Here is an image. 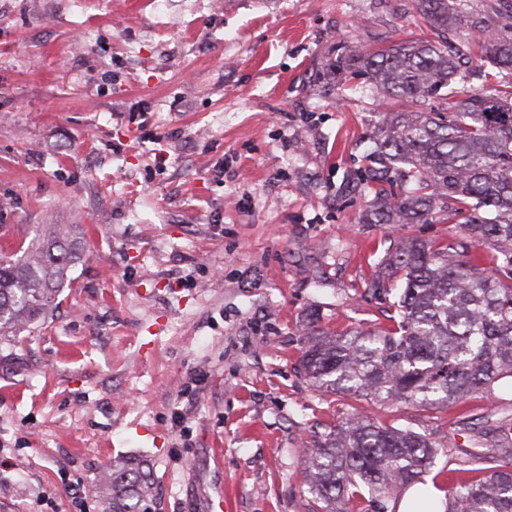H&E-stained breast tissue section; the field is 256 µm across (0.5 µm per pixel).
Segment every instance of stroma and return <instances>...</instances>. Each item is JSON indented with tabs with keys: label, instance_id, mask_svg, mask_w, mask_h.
<instances>
[{
	"label": "stroma",
	"instance_id": "35a3bbf8",
	"mask_svg": "<svg viewBox=\"0 0 512 512\" xmlns=\"http://www.w3.org/2000/svg\"><path fill=\"white\" fill-rule=\"evenodd\" d=\"M408 0H0V237L72 224L42 323L0 345V512H106L113 463L150 512H307L301 450L355 410L435 441L512 414V379L443 409L324 394L310 318L388 324L389 245L360 218L378 108L354 47L426 35ZM151 486L149 464L141 459L112 465L100 483L108 512H149Z\"/></svg>",
	"mask_w": 512,
	"mask_h": 512
}]
</instances>
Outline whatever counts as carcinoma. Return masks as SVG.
I'll list each match as a JSON object with an SVG mask.
<instances>
[{
	"label": "carcinoma",
	"instance_id": "carcinoma-1",
	"mask_svg": "<svg viewBox=\"0 0 512 512\" xmlns=\"http://www.w3.org/2000/svg\"><path fill=\"white\" fill-rule=\"evenodd\" d=\"M412 4L433 39L360 48L348 63L379 102L404 104L379 112L366 132L361 162L373 194L366 223L460 220L467 241L392 237L371 288L402 283L393 325L331 334L314 319L300 365L324 393L442 409L512 378V84L470 86L461 65L469 38L448 48L450 28L484 31L469 0ZM478 45L489 66L512 74V14ZM486 245L497 252L492 271L484 267ZM79 255L65 224L42 225L21 255L0 254V344L53 310ZM462 454L457 472L466 477L449 489L430 484L441 447L358 412L305 449L303 492L311 512H388L394 494L410 488L412 509L432 512V487L447 493L445 512H512V442L477 440ZM100 488L107 512H148L149 464H115Z\"/></svg>",
	"mask_w": 512,
	"mask_h": 512
}]
</instances>
